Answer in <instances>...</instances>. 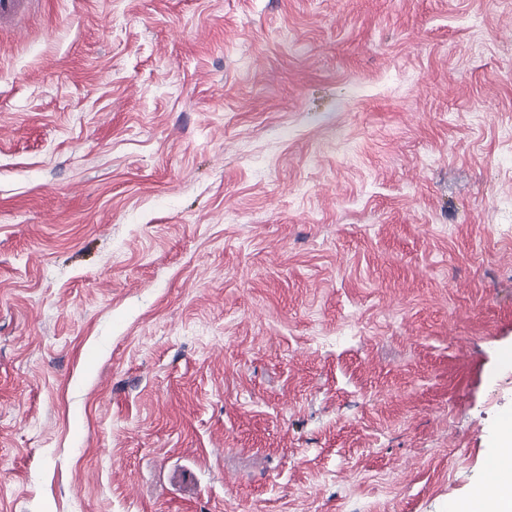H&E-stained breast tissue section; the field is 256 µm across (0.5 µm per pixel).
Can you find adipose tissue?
<instances>
[{"label":"adipose tissue","instance_id":"adipose-tissue-1","mask_svg":"<svg viewBox=\"0 0 512 512\" xmlns=\"http://www.w3.org/2000/svg\"><path fill=\"white\" fill-rule=\"evenodd\" d=\"M487 464L497 477L495 488L475 487L467 498L453 501L449 512H512V417L498 426Z\"/></svg>","mask_w":512,"mask_h":512}]
</instances>
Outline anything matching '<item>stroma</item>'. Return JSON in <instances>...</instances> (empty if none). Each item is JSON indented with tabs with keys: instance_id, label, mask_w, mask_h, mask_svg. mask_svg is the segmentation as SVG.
<instances>
[{
	"instance_id": "1",
	"label": "stroma",
	"mask_w": 512,
	"mask_h": 512,
	"mask_svg": "<svg viewBox=\"0 0 512 512\" xmlns=\"http://www.w3.org/2000/svg\"><path fill=\"white\" fill-rule=\"evenodd\" d=\"M511 350L512 0L0 29V512H444Z\"/></svg>"
}]
</instances>
